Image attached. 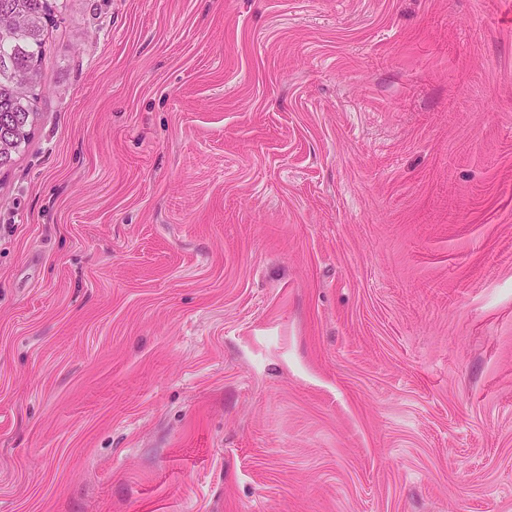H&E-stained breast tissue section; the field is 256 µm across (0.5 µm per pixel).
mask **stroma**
Instances as JSON below:
<instances>
[{
    "mask_svg": "<svg viewBox=\"0 0 512 512\" xmlns=\"http://www.w3.org/2000/svg\"><path fill=\"white\" fill-rule=\"evenodd\" d=\"M0 172V512H512V0H66Z\"/></svg>",
    "mask_w": 512,
    "mask_h": 512,
    "instance_id": "35a3bbf8",
    "label": "stroma"
}]
</instances>
